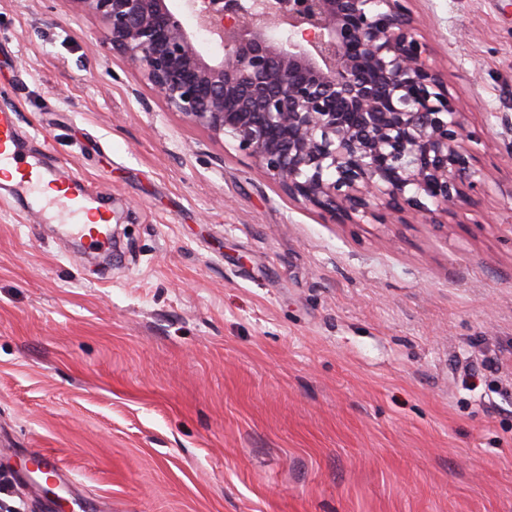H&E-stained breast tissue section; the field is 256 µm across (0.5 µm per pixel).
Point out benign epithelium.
I'll return each instance as SVG.
<instances>
[{"label":"benign epithelium","instance_id":"1","mask_svg":"<svg viewBox=\"0 0 512 512\" xmlns=\"http://www.w3.org/2000/svg\"><path fill=\"white\" fill-rule=\"evenodd\" d=\"M410 0H67L178 112L333 224L447 214L483 182ZM221 49L206 57L199 35Z\"/></svg>","mask_w":512,"mask_h":512}]
</instances>
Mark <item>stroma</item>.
I'll use <instances>...</instances> for the list:
<instances>
[{"instance_id": "35a3bbf8", "label": "stroma", "mask_w": 512, "mask_h": 512, "mask_svg": "<svg viewBox=\"0 0 512 512\" xmlns=\"http://www.w3.org/2000/svg\"><path fill=\"white\" fill-rule=\"evenodd\" d=\"M410 7L481 135L444 224L326 222L97 17L0 0L24 155L124 215L93 263L0 186V512H52L38 449L83 512H512V0Z\"/></svg>"}]
</instances>
